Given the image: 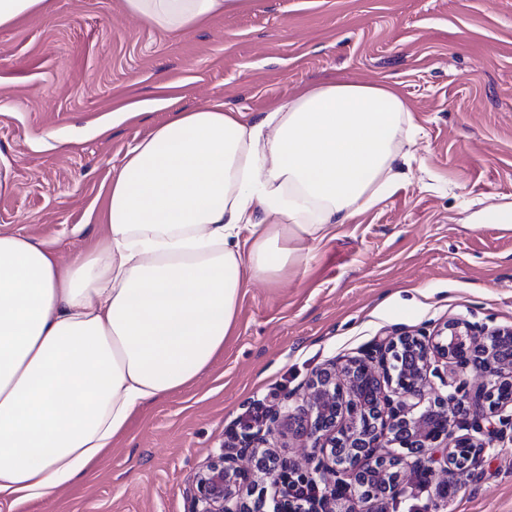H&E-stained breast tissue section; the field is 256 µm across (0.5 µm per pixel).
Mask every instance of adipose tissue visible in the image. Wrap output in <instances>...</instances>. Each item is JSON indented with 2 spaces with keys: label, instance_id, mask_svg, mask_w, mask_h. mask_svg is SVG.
Returning a JSON list of instances; mask_svg holds the SVG:
<instances>
[{
  "label": "adipose tissue",
  "instance_id": "adipose-tissue-1",
  "mask_svg": "<svg viewBox=\"0 0 512 512\" xmlns=\"http://www.w3.org/2000/svg\"><path fill=\"white\" fill-rule=\"evenodd\" d=\"M240 0H124L162 34ZM388 86L332 80L249 121L178 112L113 176L106 236L65 265L0 233V504L87 477L142 407L223 352L248 280H275L357 208L384 199L410 139Z\"/></svg>",
  "mask_w": 512,
  "mask_h": 512
}]
</instances>
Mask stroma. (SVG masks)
Here are the masks:
<instances>
[{
    "instance_id": "1",
    "label": "stroma",
    "mask_w": 512,
    "mask_h": 512,
    "mask_svg": "<svg viewBox=\"0 0 512 512\" xmlns=\"http://www.w3.org/2000/svg\"><path fill=\"white\" fill-rule=\"evenodd\" d=\"M387 83L419 133L373 207L243 289L224 351L149 404L93 478L12 512H187L224 433L301 405L306 381L374 340L452 317L512 326V0H246L163 35L124 0H53L0 29V232L86 253L125 154L173 113L256 120L303 87ZM459 492L413 483L388 512H512V445L476 452Z\"/></svg>"
}]
</instances>
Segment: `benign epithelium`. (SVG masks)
I'll list each match as a JSON object with an SVG mask.
<instances>
[{
    "label": "benign epithelium",
    "instance_id": "1",
    "mask_svg": "<svg viewBox=\"0 0 512 512\" xmlns=\"http://www.w3.org/2000/svg\"><path fill=\"white\" fill-rule=\"evenodd\" d=\"M444 362L481 377L475 402L454 387L442 393L430 375ZM307 408L265 415L258 430H230L220 455L191 479L188 512H266V498L240 496L245 483H269L272 512H341L339 501L355 488L361 498L386 504L407 493L404 465L445 494L458 491L478 448L512 443V328L478 326L454 318L430 333L387 336L360 355L319 371L308 384ZM499 417L500 426L484 425ZM311 440L301 459L281 456L268 437L283 428ZM395 445L401 453L382 451ZM413 458L407 462V458ZM299 486L312 494L298 501Z\"/></svg>",
    "mask_w": 512,
    "mask_h": 512
}]
</instances>
